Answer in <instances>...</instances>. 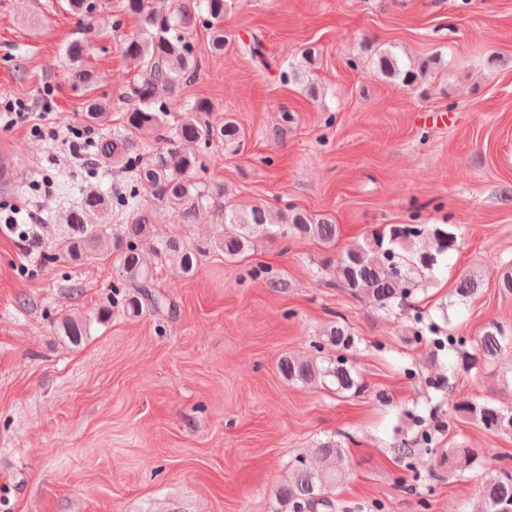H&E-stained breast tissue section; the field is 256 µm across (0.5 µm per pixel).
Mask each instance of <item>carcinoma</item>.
I'll return each mask as SVG.
<instances>
[{
    "label": "carcinoma",
    "mask_w": 512,
    "mask_h": 512,
    "mask_svg": "<svg viewBox=\"0 0 512 512\" xmlns=\"http://www.w3.org/2000/svg\"><path fill=\"white\" fill-rule=\"evenodd\" d=\"M228 0H123L122 12L136 18L138 29L126 39L123 55L137 72L129 86L130 107L122 129L105 133L95 140L90 160L100 166L117 168L130 174L132 182L124 196L109 201L96 190L87 192L80 203L60 215L64 230L53 241L51 259L82 263L97 255L103 247L118 252L116 287L128 289L124 305L133 315L152 309L171 308L170 299L155 291L154 276L165 267L178 277L194 275L207 253L218 251L227 261H235L260 236L278 235L313 238L324 245L336 240V225L326 216L288 207L273 222L263 206L240 210L223 200L214 180L196 178L202 167L197 147L221 143L238 150L243 145L241 128L230 115L212 123L198 116L210 111L208 102L198 100L179 120L172 121L163 97L191 82L198 72L191 35L201 20L210 30L211 51H224L226 37L221 20ZM89 51L84 40L70 42L65 55L71 66L69 77L89 85L91 69L82 61ZM380 72L399 85L412 88L440 64L434 54L417 63H404L398 46L374 50ZM92 126L106 123L110 104L89 98L83 106ZM149 198H142L141 190ZM210 210L218 227L207 242L197 243L156 233L160 218L166 215L180 224H192L198 213ZM119 223H112V218ZM457 236L434 224H389L345 248L336 258L334 274L339 286L354 299L368 301L382 309L403 306L431 273L438 257L456 249ZM150 251L154 264L144 260ZM484 282L468 271L459 277L455 288L458 300L475 297ZM63 335L78 340L86 335V325L75 319L61 322ZM358 338L342 321L330 323L317 352L336 351L321 359L290 355L281 362L288 382L322 386L338 394H355L362 389L361 378L346 353L356 349ZM438 347L454 353L457 369L467 371L479 361L494 362L512 350V336L502 326L490 322L467 346L464 336L448 335L436 339ZM448 410L461 422H470L492 433H512V406L487 401L460 399L448 389ZM484 456V452L460 442L448 448V471L464 474ZM316 462L296 460L288 479L278 487L277 512H335L330 490L343 482L345 448L341 441L328 439L315 448ZM483 512H512V469L487 471L482 483Z\"/></svg>",
    "instance_id": "cac0c4a2"
}]
</instances>
